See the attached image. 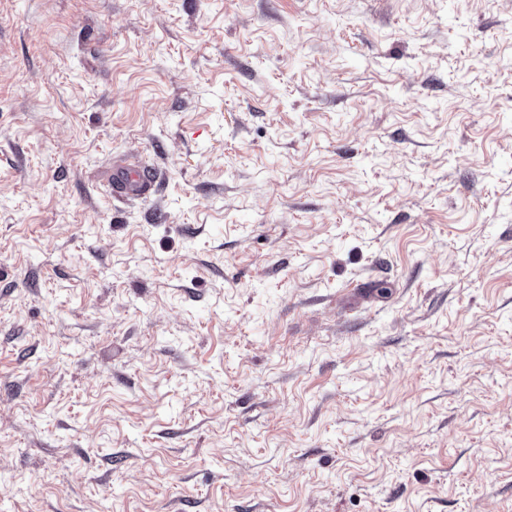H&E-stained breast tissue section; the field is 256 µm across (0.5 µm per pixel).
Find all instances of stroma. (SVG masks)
Instances as JSON below:
<instances>
[{"mask_svg": "<svg viewBox=\"0 0 512 512\" xmlns=\"http://www.w3.org/2000/svg\"><path fill=\"white\" fill-rule=\"evenodd\" d=\"M0 512H512V0H0ZM154 181V173L145 166L118 165L113 170L112 183L126 197L145 195Z\"/></svg>", "mask_w": 512, "mask_h": 512, "instance_id": "1", "label": "stroma"}]
</instances>
